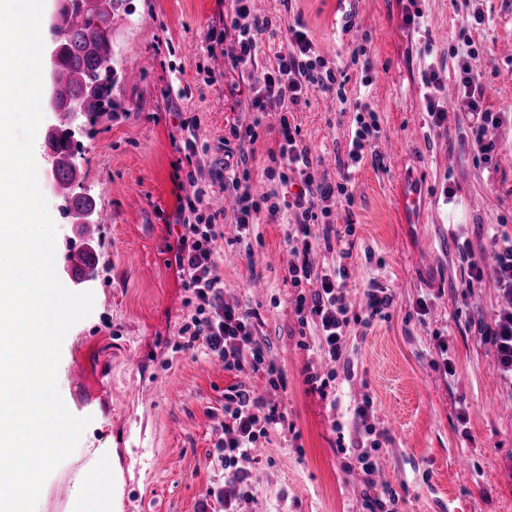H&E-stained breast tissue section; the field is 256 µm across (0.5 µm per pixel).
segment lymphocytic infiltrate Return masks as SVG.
I'll list each match as a JSON object with an SVG mask.
<instances>
[{
	"label": "lymphocytic infiltrate",
	"instance_id": "1",
	"mask_svg": "<svg viewBox=\"0 0 512 512\" xmlns=\"http://www.w3.org/2000/svg\"><path fill=\"white\" fill-rule=\"evenodd\" d=\"M251 0H233V12L224 18V30L231 38L224 44V55L232 68L245 72L250 93L249 122L231 126V143L224 146V165L216 179L234 197L233 219L240 229L238 243L249 244V231L256 224L287 225L286 244L295 257L288 268L293 285L312 284L310 295H298L294 311L300 327H313L318 348L332 361H341L346 329L350 324V307L345 301V285L349 278L346 265L329 269L314 266L311 256L319 240H347L354 234L352 222L334 225L330 222V204L336 197L353 202L347 182H329L318 173V163L310 147L303 142L298 130L292 128L287 114L291 107L305 102L311 90H331L338 81L333 68L328 67L308 28L301 22L289 25L285 50L273 60H264V40L275 37L269 18L252 14ZM460 50L454 51L458 76V111L468 114L469 140L476 161L490 163L497 152L491 130L503 122L500 112L483 110L485 87L470 60L472 40L468 34L459 38ZM279 112L274 148L269 149V164L263 176L270 188L262 195L252 192L249 161L258 130L265 125L270 112ZM206 190L194 186L186 200L191 214L184 222L175 256L182 272L184 286L191 293L194 312L181 328L184 349L205 346L216 355L230 372L246 370L274 375V368L265 363V354L256 336L263 318L259 311L224 301V283L214 273L219 254V240L224 231L219 224V212L203 208ZM322 232H315V225ZM490 246L495 256L492 273H485L477 263H468L461 285L466 291L482 287L486 278H493L503 295L512 297V236L493 234ZM481 339L494 352V366L500 377L512 381V310L495 314L491 323L479 328ZM224 425L221 461L229 482L247 486L245 467L259 438L280 424L284 416L265 398L245 385L230 386L224 391ZM372 399H364L354 409V418L363 422L371 443L353 440L349 448L356 465L365 475H374L378 462L374 450L381 441L369 418Z\"/></svg>",
	"mask_w": 512,
	"mask_h": 512
}]
</instances>
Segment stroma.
<instances>
[{"mask_svg":"<svg viewBox=\"0 0 512 512\" xmlns=\"http://www.w3.org/2000/svg\"><path fill=\"white\" fill-rule=\"evenodd\" d=\"M230 8L231 0H123L112 15L119 75L112 122L79 134L73 186L112 221L97 232V270L83 285L94 294L93 310L68 331L58 372L67 408L90 423L47 479L43 512H69L71 498L60 487L93 481L83 454L89 446L117 451L121 512H216L224 391L238 383L285 415L254 451L257 479L243 512H368L366 477L339 447L340 438L355 437L353 408L366 396L374 425L389 435L380 467L399 512H512V384L494 372L493 350L478 334L506 300L489 280L468 295L460 288L468 261L489 263V228L512 234V164L504 161L512 154V120L491 132L497 158L475 164L466 114L448 112L434 127L421 82L436 65L440 100L456 98L451 47L481 9L486 22L472 33L471 65L487 87L485 109L512 113V0H292L288 9L282 0H253V12L278 27L302 19L329 67L348 75L342 93L313 92L288 115L321 175H349L355 199L350 206L337 198L332 208L336 222L352 218V245L331 241L315 250L314 262L348 266L355 312L365 311L368 288L392 297L370 325H350L344 362H331L300 344L293 301L311 287L290 281L286 225H256L248 254L238 227L225 225L216 269L224 298L261 312L258 339L285 378L281 387L260 374L226 371L203 347H179L193 306L175 261L177 207L192 175L209 196L222 197L212 181L220 145L230 126L249 119L240 72L208 39ZM413 8L422 13L416 27L405 21ZM359 44L373 64L367 88L351 62ZM365 96L375 105L373 146L384 165L367 160L348 174L354 104ZM185 121L208 154L186 158ZM36 162L57 226L60 270L68 248L82 240L61 212L50 165L41 156ZM404 190L418 194V223H406L399 208ZM311 372L336 379L322 394L307 383Z\"/></svg>","mask_w":512,"mask_h":512,"instance_id":"stroma-1","label":"stroma"}]
</instances>
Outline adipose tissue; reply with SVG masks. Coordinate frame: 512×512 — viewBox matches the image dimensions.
<instances>
[{
  "instance_id": "1",
  "label": "adipose tissue",
  "mask_w": 512,
  "mask_h": 512,
  "mask_svg": "<svg viewBox=\"0 0 512 512\" xmlns=\"http://www.w3.org/2000/svg\"><path fill=\"white\" fill-rule=\"evenodd\" d=\"M90 463L98 482L79 485L72 504L76 512H118L120 507L119 485L115 482V458L112 451L103 448L89 449Z\"/></svg>"
}]
</instances>
